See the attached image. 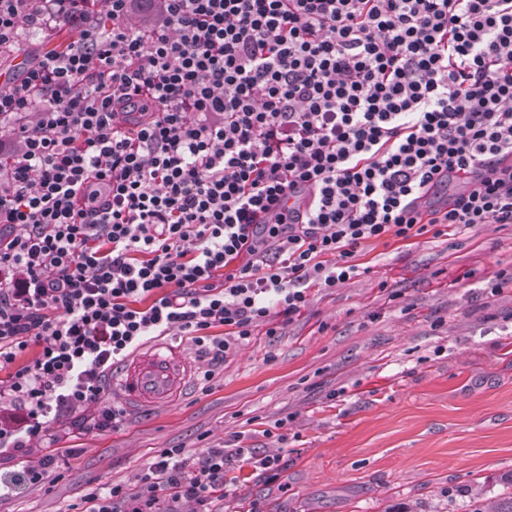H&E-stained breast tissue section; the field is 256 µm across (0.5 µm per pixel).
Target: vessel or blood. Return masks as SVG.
<instances>
[{"label": "vessel or blood", "mask_w": 512, "mask_h": 512, "mask_svg": "<svg viewBox=\"0 0 512 512\" xmlns=\"http://www.w3.org/2000/svg\"><path fill=\"white\" fill-rule=\"evenodd\" d=\"M190 372L187 359L177 351H151L112 376V387L133 405L166 403L183 387Z\"/></svg>", "instance_id": "vessel-or-blood-1"}]
</instances>
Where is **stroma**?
<instances>
[{
    "label": "stroma",
    "mask_w": 512,
    "mask_h": 512,
    "mask_svg": "<svg viewBox=\"0 0 512 512\" xmlns=\"http://www.w3.org/2000/svg\"><path fill=\"white\" fill-rule=\"evenodd\" d=\"M364 274L310 303L281 335L256 331L213 381L190 375L162 405H126L116 428L57 426L70 455L0 512H83L133 487L167 449L189 463L231 438L282 458L276 481L240 460L214 512H472L512 482V224L388 241ZM285 427H277V420Z\"/></svg>",
    "instance_id": "35a3bbf8"
}]
</instances>
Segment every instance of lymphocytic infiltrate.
<instances>
[{
  "instance_id": "lymphocytic-infiltrate-1",
  "label": "lymphocytic infiltrate",
  "mask_w": 512,
  "mask_h": 512,
  "mask_svg": "<svg viewBox=\"0 0 512 512\" xmlns=\"http://www.w3.org/2000/svg\"><path fill=\"white\" fill-rule=\"evenodd\" d=\"M134 2L0 0V59L72 34L0 88V450L43 449L28 482L66 454L50 422L116 425L88 408L146 341L189 336L208 381L366 247L512 224V0H162L146 29ZM234 457L276 480L172 448L84 512H210Z\"/></svg>"
}]
</instances>
